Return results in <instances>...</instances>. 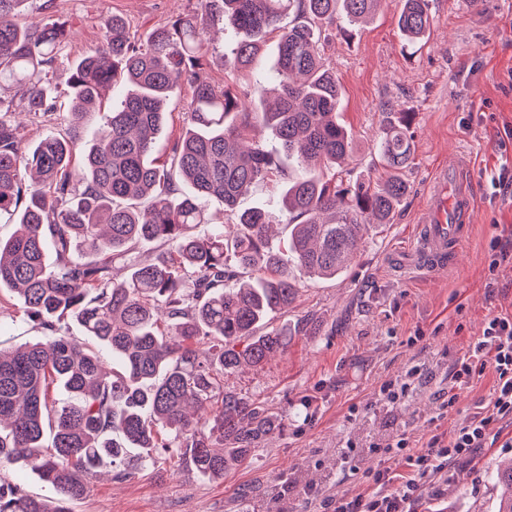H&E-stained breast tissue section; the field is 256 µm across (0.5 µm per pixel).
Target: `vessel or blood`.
<instances>
[{
  "mask_svg": "<svg viewBox=\"0 0 512 512\" xmlns=\"http://www.w3.org/2000/svg\"><path fill=\"white\" fill-rule=\"evenodd\" d=\"M436 178L442 185L453 183L454 194L448 200L434 195L413 245L415 268L431 273L446 271L457 260L470 235L476 201L467 165L460 157L443 162Z\"/></svg>",
  "mask_w": 512,
  "mask_h": 512,
  "instance_id": "1",
  "label": "vessel or blood"
}]
</instances>
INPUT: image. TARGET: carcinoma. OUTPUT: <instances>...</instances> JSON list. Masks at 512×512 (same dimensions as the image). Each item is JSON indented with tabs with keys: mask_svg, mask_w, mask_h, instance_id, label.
Segmentation results:
<instances>
[{
	"mask_svg": "<svg viewBox=\"0 0 512 512\" xmlns=\"http://www.w3.org/2000/svg\"><path fill=\"white\" fill-rule=\"evenodd\" d=\"M23 0H0V215L18 230L0 240V288L18 295L42 339L0 349V470L31 469L54 491L31 496L0 480V512H71L99 470L118 480L154 464L157 451L214 480L249 462L280 421L224 389V376L283 354L288 326L272 319L295 300V273L336 276L362 233L389 224L409 191V114L390 121L376 145L385 178L344 180L353 154L338 119L342 90L323 57L322 33L370 15L380 0H200L199 7L131 40L123 18L104 21L103 40L70 76L73 110L91 111L102 91L132 86L86 148L72 125L21 150L15 115L52 116L44 83L68 41L65 25L19 22ZM236 37L219 85L204 74L215 17ZM293 16L288 25L282 20ZM430 0H402L398 29L409 43L430 29ZM277 34V92L261 113L275 147L246 144L253 113L237 81L265 39ZM189 86L181 135L152 157L169 96ZM82 171L73 179L72 160ZM294 161L282 191L285 248L263 207L238 210L249 187ZM234 216L210 224L207 205ZM128 269L114 277V263ZM71 319L112 352L108 371L94 350L63 331ZM58 388L64 399L51 398ZM492 480L497 512H512V464Z\"/></svg>",
	"mask_w": 512,
	"mask_h": 512,
	"instance_id": "1",
	"label": "carcinoma"
}]
</instances>
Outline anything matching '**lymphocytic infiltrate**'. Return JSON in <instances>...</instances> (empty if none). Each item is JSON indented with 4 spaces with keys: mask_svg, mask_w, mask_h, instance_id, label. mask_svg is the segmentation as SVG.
Segmentation results:
<instances>
[{
    "mask_svg": "<svg viewBox=\"0 0 512 512\" xmlns=\"http://www.w3.org/2000/svg\"><path fill=\"white\" fill-rule=\"evenodd\" d=\"M489 365L497 375L491 408L464 420L452 434L433 435L421 452L413 451L404 438L374 445L373 451L380 457L404 462L407 474H398L388 467L363 470V478L374 486L371 496L338 502L333 512H417L420 481L444 473L454 462L471 457L484 447L493 425L503 417L512 416V315L489 317L481 336L466 354L453 362L452 385L442 404L445 412L455 410L459 390Z\"/></svg>",
    "mask_w": 512,
    "mask_h": 512,
    "instance_id": "1",
    "label": "lymphocytic infiltrate"
}]
</instances>
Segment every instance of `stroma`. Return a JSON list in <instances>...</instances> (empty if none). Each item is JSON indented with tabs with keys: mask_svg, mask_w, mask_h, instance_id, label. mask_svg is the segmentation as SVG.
<instances>
[{
	"mask_svg": "<svg viewBox=\"0 0 512 512\" xmlns=\"http://www.w3.org/2000/svg\"><path fill=\"white\" fill-rule=\"evenodd\" d=\"M198 0H26L20 20L64 22L70 40L50 83L59 114L70 112L69 76L103 38V22L120 16L137 38L194 10ZM400 0H382L363 26L334 30L324 56L342 88L340 118L354 137L351 178L379 179L373 164L384 125L411 115L410 186L392 223L366 235L356 257L331 279L301 280L283 319L294 332L286 352L258 368L225 377L226 388L256 400L283 429L264 442L247 465L223 479L203 481L187 466L158 456L154 466L124 482L101 476L73 512H331L333 503L367 496L361 471L382 466L371 446L406 436L413 448L450 433L487 405L496 386L485 369L460 390L457 410L440 413L451 365L481 336L488 317L512 314V265L490 277L493 236L512 238V195L492 177L512 170V141L498 140L512 125V0H431L428 36L406 43L398 27ZM469 162L477 206L470 238L446 273L409 266L415 224L439 164L453 155ZM282 180L252 186L240 208H281ZM275 242L288 238L280 213ZM17 295L0 290V348L39 340ZM420 366L397 403L380 393L388 380ZM495 440L445 475L425 481L418 512H496L489 480L499 461L512 460V420L497 423ZM357 459H349V448Z\"/></svg>",
	"mask_w": 512,
	"mask_h": 512,
	"instance_id": "1",
	"label": "stroma"
}]
</instances>
